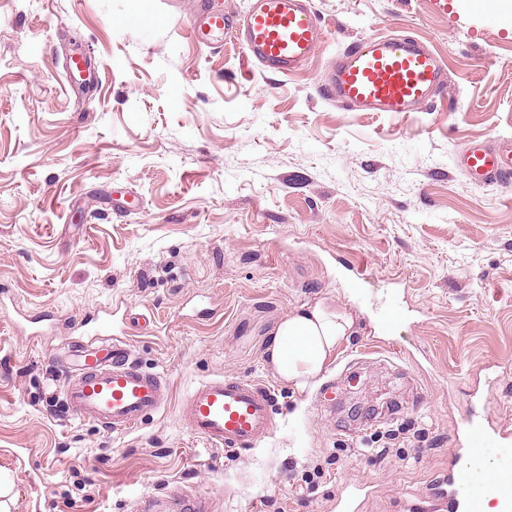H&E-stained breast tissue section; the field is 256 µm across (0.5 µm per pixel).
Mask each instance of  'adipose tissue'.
<instances>
[{
    "instance_id": "obj_1",
    "label": "adipose tissue",
    "mask_w": 512,
    "mask_h": 512,
    "mask_svg": "<svg viewBox=\"0 0 512 512\" xmlns=\"http://www.w3.org/2000/svg\"><path fill=\"white\" fill-rule=\"evenodd\" d=\"M354 324L353 317L341 309L319 303L301 307L274 324L265 345L267 361L280 379L306 389L353 334Z\"/></svg>"
}]
</instances>
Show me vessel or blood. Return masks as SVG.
<instances>
[{
  "instance_id": "1",
  "label": "vessel or blood",
  "mask_w": 512,
  "mask_h": 512,
  "mask_svg": "<svg viewBox=\"0 0 512 512\" xmlns=\"http://www.w3.org/2000/svg\"><path fill=\"white\" fill-rule=\"evenodd\" d=\"M190 37L212 46L232 40L265 69L288 75L302 69L324 40L310 0H255L241 22L222 11L204 9ZM440 59L409 36H371L350 43L332 62L321 90L324 97L356 112L403 115L433 104L448 85ZM460 164L470 178L512 184V142L476 144ZM68 372L59 391L72 414L113 431L140 427L171 399L168 379L138 366L132 343L107 335L79 343L66 358ZM274 395L260 383L216 376L200 382L186 400L191 431L210 447L227 452L255 448L273 430ZM461 439L448 476L451 512H483L470 491L476 451H496L494 486L501 512H512V433L476 418L471 404L462 410Z\"/></svg>"
}]
</instances>
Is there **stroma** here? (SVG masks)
Masks as SVG:
<instances>
[{"mask_svg": "<svg viewBox=\"0 0 512 512\" xmlns=\"http://www.w3.org/2000/svg\"><path fill=\"white\" fill-rule=\"evenodd\" d=\"M199 0H0V471L12 512H435L474 377L512 429V191L460 152L512 138V26L481 0H310L325 31L282 77L189 36ZM406 34L451 79L403 116L320 94L350 42ZM85 57L96 84L71 80ZM365 281L350 282L356 271ZM168 408L132 432L70 415L68 343L117 302ZM316 301L356 331L315 388L269 368L274 323ZM399 303L406 318L384 331ZM53 329L33 341L30 317ZM227 375L274 389L276 426L227 454L187 393Z\"/></svg>", "mask_w": 512, "mask_h": 512, "instance_id": "35a3bbf8", "label": "stroma"}]
</instances>
